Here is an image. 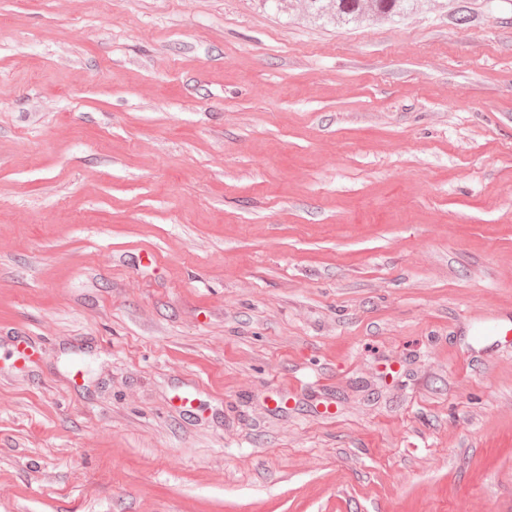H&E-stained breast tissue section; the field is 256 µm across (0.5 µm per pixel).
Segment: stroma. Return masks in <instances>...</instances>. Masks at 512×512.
Masks as SVG:
<instances>
[{
    "label": "stroma",
    "mask_w": 512,
    "mask_h": 512,
    "mask_svg": "<svg viewBox=\"0 0 512 512\" xmlns=\"http://www.w3.org/2000/svg\"><path fill=\"white\" fill-rule=\"evenodd\" d=\"M465 4L0 0V512H512V0ZM417 0H307L308 12L322 24H357L369 17L410 14Z\"/></svg>",
    "instance_id": "35a3bbf8"
}]
</instances>
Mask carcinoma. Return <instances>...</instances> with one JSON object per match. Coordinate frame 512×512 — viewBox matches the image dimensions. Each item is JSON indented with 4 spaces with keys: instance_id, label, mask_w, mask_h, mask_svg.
<instances>
[{
    "instance_id": "1",
    "label": "carcinoma",
    "mask_w": 512,
    "mask_h": 512,
    "mask_svg": "<svg viewBox=\"0 0 512 512\" xmlns=\"http://www.w3.org/2000/svg\"><path fill=\"white\" fill-rule=\"evenodd\" d=\"M416 0H307L308 12L323 24H357L374 17L402 18Z\"/></svg>"
}]
</instances>
